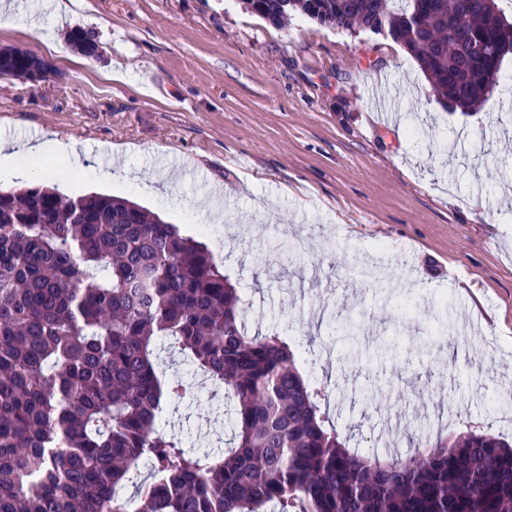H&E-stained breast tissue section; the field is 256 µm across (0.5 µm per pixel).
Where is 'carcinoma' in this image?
I'll list each match as a JSON object with an SVG mask.
<instances>
[{"label":"carcinoma","instance_id":"carcinoma-1","mask_svg":"<svg viewBox=\"0 0 512 512\" xmlns=\"http://www.w3.org/2000/svg\"><path fill=\"white\" fill-rule=\"evenodd\" d=\"M273 24L387 31L437 97L469 111L507 85L501 0H241ZM69 45L90 55L96 36ZM28 51L10 47L1 79ZM159 340L224 389L221 453L157 430L186 384L155 367ZM285 337L249 334L209 249L122 197L0 188V512H512V445L489 430L406 457L346 448Z\"/></svg>","mask_w":512,"mask_h":512}]
</instances>
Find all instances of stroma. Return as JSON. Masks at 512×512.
<instances>
[{"label": "stroma", "mask_w": 512, "mask_h": 512, "mask_svg": "<svg viewBox=\"0 0 512 512\" xmlns=\"http://www.w3.org/2000/svg\"><path fill=\"white\" fill-rule=\"evenodd\" d=\"M42 2L32 25L0 0V45L58 72L0 80V140L30 147L17 169L129 198L205 243L248 331L299 345L348 448L405 455L485 429L512 441V92L446 109L389 36L276 26L240 0ZM77 27L101 58L70 48ZM378 78L408 89L399 123L378 120ZM365 262L378 280L353 277ZM382 342L393 356L377 364ZM162 368L191 389L160 431L223 447V394L183 356ZM32 56L25 73V79L33 84L42 82L53 71V64L44 56L31 51Z\"/></svg>", "instance_id": "obj_1"}]
</instances>
